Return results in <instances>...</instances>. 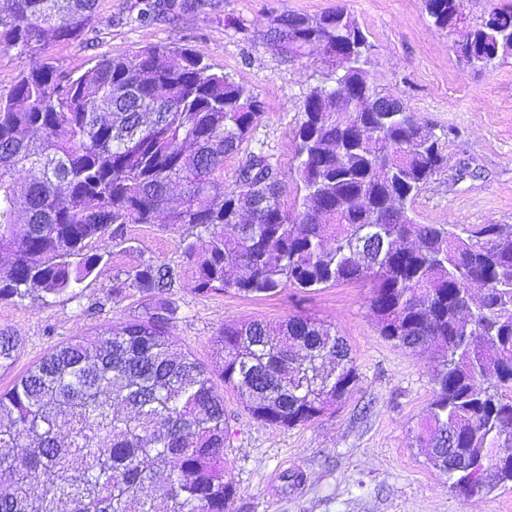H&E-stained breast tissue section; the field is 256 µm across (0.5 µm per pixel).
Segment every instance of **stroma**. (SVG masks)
Segmentation results:
<instances>
[{"label":"stroma","mask_w":512,"mask_h":512,"mask_svg":"<svg viewBox=\"0 0 512 512\" xmlns=\"http://www.w3.org/2000/svg\"><path fill=\"white\" fill-rule=\"evenodd\" d=\"M343 6L374 46L371 70L436 132H447L448 166L415 198L424 224L512 225V58L484 69L456 52L463 31L437 30L424 0H99L93 20L70 43L47 44L39 59L81 74L100 56L151 45L187 47L215 71L231 74L263 104L247 150L268 155L296 211L293 139L299 106L331 68L320 50L300 57L275 51L268 32L287 14L318 15ZM185 228L130 224L108 240L102 264L76 296L0 301V329L20 336L0 390L44 355L142 311L140 295L113 296L118 272L153 263L170 267L164 293L176 309L179 348L211 362V340L224 325H278L294 315L331 324L350 346L358 380L345 401L313 423L273 427L248 415L236 392L218 391L229 416L224 471L236 488L232 512H512V489L467 496L433 469L413 432L434 395L430 351L405 349L381 336L366 283L283 290L262 298L191 288L180 242Z\"/></svg>","instance_id":"obj_1"}]
</instances>
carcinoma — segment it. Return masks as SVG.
Listing matches in <instances>:
<instances>
[{"label":"carcinoma","instance_id":"obj_1","mask_svg":"<svg viewBox=\"0 0 512 512\" xmlns=\"http://www.w3.org/2000/svg\"><path fill=\"white\" fill-rule=\"evenodd\" d=\"M438 30L463 0H424ZM98 0H0V49L34 52L78 38ZM356 40L343 92L314 87L299 107V209L281 203L268 156L248 152L235 184L224 158L241 153L263 112L254 93L183 47L100 57L78 76L34 60L0 96V300L66 295L105 257L107 234L166 223L202 295H273L366 282L380 335L429 347L435 396L416 440L442 471L448 449L468 496L512 486V230L503 224H422L410 205L448 166L443 136L408 108L375 112L357 80L373 44L344 8L286 15L272 44L301 55ZM459 57L486 67L512 56V7L472 27ZM116 278L112 295L142 294L143 311L44 356L0 392V512H231L228 426L214 377L245 410L293 428L336 407L357 381L333 327L297 315L276 331L224 326L207 367L177 348L175 308L160 298L168 271L147 264ZM479 285V303L470 305ZM20 337L0 331V371Z\"/></svg>","mask_w":512,"mask_h":512}]
</instances>
